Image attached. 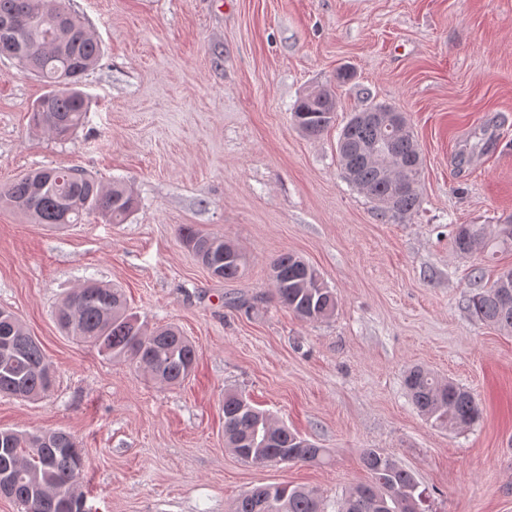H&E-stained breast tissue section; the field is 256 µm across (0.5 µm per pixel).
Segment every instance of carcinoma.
Masks as SVG:
<instances>
[{
  "instance_id": "cac0c4a2",
  "label": "carcinoma",
  "mask_w": 512,
  "mask_h": 512,
  "mask_svg": "<svg viewBox=\"0 0 512 512\" xmlns=\"http://www.w3.org/2000/svg\"><path fill=\"white\" fill-rule=\"evenodd\" d=\"M61 10L60 0H0V19L40 21L35 27H21V44L29 54L26 69L48 87L33 105L31 121L56 136H66L82 125L88 112L82 79L101 57L97 38L69 13L59 21ZM378 106L380 103L372 102L350 115L340 131L336 152L340 166L352 171L346 175L347 182L373 203L377 216L386 223H401L419 210L421 193L386 179L368 159L370 148L383 143L384 133L375 124L357 121V116ZM337 109L335 90L322 85L297 101L292 118L304 136L314 138L333 126ZM37 182L50 184V189L36 197ZM0 202L37 224L52 227L79 224L90 215L108 224H121L136 205L133 191L121 182L105 187L76 170L53 168L30 172L0 186ZM178 236L204 267L220 268L224 280L239 277L246 266L243 254L220 235L183 225ZM453 246L462 256L512 249V217L495 225L457 224ZM271 268L277 271L272 276L274 297L282 306L306 321L334 316L337 297L325 287L316 268L288 252L278 255ZM467 309L485 325L512 331V303L499 298L495 283L470 296ZM56 318L67 334L99 355L128 361L160 383L180 385L194 371L196 352L191 340L172 325L146 332L119 288L90 281L65 297ZM3 338L12 343L13 351L7 358L0 357V395H13L18 381L26 386L28 399L46 395L53 386V372L41 346L14 313L0 309ZM405 386L412 404L434 426L455 431L476 423L482 415L469 390L422 366L408 370ZM223 412L224 441L229 448H238L243 439L252 440L253 458L244 459L246 463L252 464L256 458L265 466L318 463L328 455L327 449L278 425L237 393L224 394ZM43 437L42 432L0 430V468L11 467L22 474L14 501L22 512H85L82 498L70 495L84 472L74 469L67 452L79 447L78 442L64 431L56 432L48 445L42 443ZM362 463L370 481L353 487L338 512H375L371 503L379 499L385 504L384 512H421L423 492L408 470L374 448L363 451ZM262 498L270 502L268 512H325L317 491L288 485L255 486L237 498L233 512H257L256 504Z\"/></svg>"
}]
</instances>
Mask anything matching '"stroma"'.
Listing matches in <instances>:
<instances>
[{
    "mask_svg": "<svg viewBox=\"0 0 512 512\" xmlns=\"http://www.w3.org/2000/svg\"><path fill=\"white\" fill-rule=\"evenodd\" d=\"M103 58L85 78L89 110L72 134L30 121L44 84L0 58V185L37 168L119 180L125 223L89 216L62 229L0 205V309L40 343L55 376L36 400L0 396V429L64 430L85 459L88 512H230L259 484L316 489L326 512L367 482L376 448L412 472L425 512H512V333L467 310L512 267L462 256L458 224L512 216V0H61ZM338 85L336 125H293L297 98ZM405 112L422 157V203L385 224L345 180L339 128L367 100ZM224 236L242 275L213 277L180 226ZM284 252L338 297L306 322L273 296ZM123 288L147 330L171 324L197 366L178 386L108 360L57 325L85 282ZM469 389L482 416L432 427L411 403L408 367ZM319 447V464L256 467L224 444L225 391Z\"/></svg>",
    "mask_w": 512,
    "mask_h": 512,
    "instance_id": "obj_1",
    "label": "stroma"
}]
</instances>
